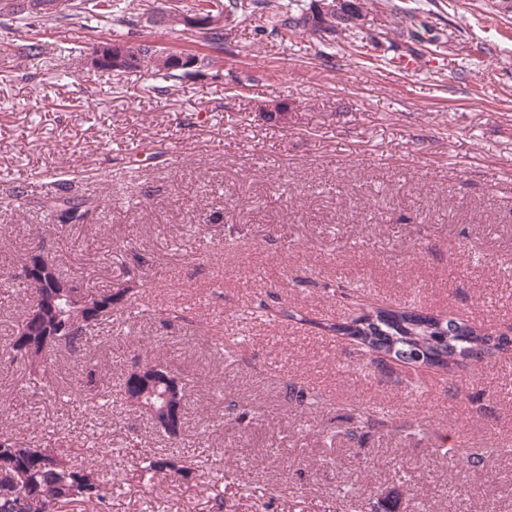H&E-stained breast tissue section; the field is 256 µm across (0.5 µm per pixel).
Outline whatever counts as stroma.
<instances>
[{
    "instance_id": "obj_1",
    "label": "stroma",
    "mask_w": 512,
    "mask_h": 512,
    "mask_svg": "<svg viewBox=\"0 0 512 512\" xmlns=\"http://www.w3.org/2000/svg\"><path fill=\"white\" fill-rule=\"evenodd\" d=\"M392 6L438 42L397 25L367 56L359 29L284 41L238 0L223 67L164 88L89 67L111 28L46 25L45 52L27 58L0 21V434L67 431L74 463L120 484L109 512L149 499L160 512H370L378 490L399 491L391 512H512V351L452 380L360 360L323 329L351 312L341 284L366 304L512 336V12L496 0H373L369 21ZM399 57L420 65L397 70ZM278 103L287 116L267 119ZM49 183L106 206L58 223L40 205ZM9 191L27 205H8ZM40 241L92 289L131 268L140 277L87 350L108 391L89 415L74 355L55 351L35 388L10 358L28 304L11 275ZM261 299L266 321L251 315ZM158 361L194 384L172 439L120 400L133 365ZM292 385L321 402L290 399ZM366 403L423 429L353 441L344 430ZM231 405L250 422L227 416ZM446 435L458 452H440ZM154 452L191 455V476L143 479Z\"/></svg>"
}]
</instances>
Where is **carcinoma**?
I'll return each mask as SVG.
<instances>
[{
	"label": "carcinoma",
	"instance_id": "obj_1",
	"mask_svg": "<svg viewBox=\"0 0 512 512\" xmlns=\"http://www.w3.org/2000/svg\"><path fill=\"white\" fill-rule=\"evenodd\" d=\"M209 0H194L192 5L168 4L150 11L149 22L171 30L180 27L175 12L211 13ZM264 18L263 30L286 41L307 32L313 19V3L305 0H253ZM0 16L17 23L22 54L38 56L43 46L36 37V25L69 20L85 28L104 18L128 31L118 39L128 71L143 72L153 80L175 81L187 73V66L213 68L223 62L225 25L193 29L181 27L210 47V53L185 58L161 60L165 47L134 33L141 21L133 19L126 0H0ZM44 206L63 224H72L82 215L100 208L97 197H75L59 192L47 198ZM138 287L132 277L118 279L103 291H76L68 287L52 259L39 273L32 288L31 309L18 325L13 343V357L20 360L33 385L42 383L50 371L48 354L65 348L73 354L86 350L94 332L110 323L114 306L125 303ZM39 307L33 311L32 307ZM323 329L349 339L360 355L383 354L405 364L435 367L454 375L470 361H480L508 351L505 337L493 336L486 329L457 317H439L418 310L385 307L360 308L358 315L342 323H330ZM153 376L143 379L128 374L124 382V399L138 408L152 406L153 421L170 437L180 434L183 410L191 394L190 381L177 377L167 366L156 363ZM81 375L89 401L100 397L104 387L99 366L85 361ZM393 423L387 413L363 407L345 432L351 439L358 430L372 425ZM150 479L171 474L187 476L188 460L159 455L145 466ZM114 487L102 472L79 468L67 450L37 441H22L0 434V512H62V509L86 501L95 503L98 512H107Z\"/></svg>",
	"mask_w": 512,
	"mask_h": 512
}]
</instances>
